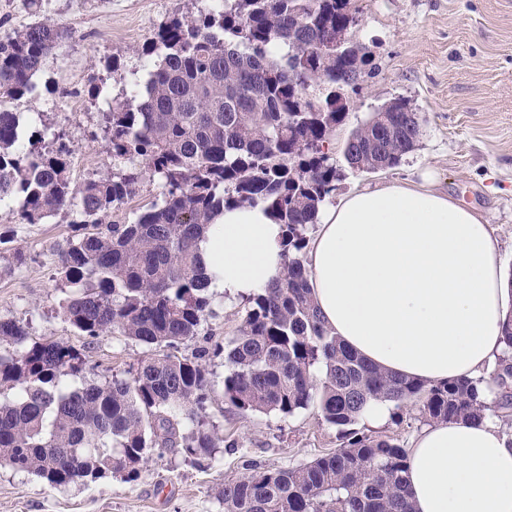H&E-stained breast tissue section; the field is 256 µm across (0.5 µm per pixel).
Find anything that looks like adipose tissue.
I'll list each match as a JSON object with an SVG mask.
<instances>
[{"instance_id": "obj_1", "label": "adipose tissue", "mask_w": 512, "mask_h": 512, "mask_svg": "<svg viewBox=\"0 0 512 512\" xmlns=\"http://www.w3.org/2000/svg\"><path fill=\"white\" fill-rule=\"evenodd\" d=\"M282 234L264 205L223 208L199 245L210 290L260 293ZM305 266L325 325L377 368L422 382L496 369L512 289L474 208L424 185L349 193L321 213ZM404 477L413 512H512V434L490 415L425 426Z\"/></svg>"}]
</instances>
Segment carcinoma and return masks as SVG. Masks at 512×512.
Wrapping results in <instances>:
<instances>
[{
	"label": "carcinoma",
	"mask_w": 512,
	"mask_h": 512,
	"mask_svg": "<svg viewBox=\"0 0 512 512\" xmlns=\"http://www.w3.org/2000/svg\"><path fill=\"white\" fill-rule=\"evenodd\" d=\"M351 0H224V9L186 13L139 49L159 58L144 90L102 113L107 146L129 162L76 188L64 150L20 141L19 115L0 108V201L14 198L26 224L75 211L60 247L58 303L79 336L119 335L146 346L137 366L72 389L82 354L32 337L0 316V464L52 488L107 477L139 478L157 448L212 456L224 438L210 420L211 357L230 371L224 403L239 411L291 416L317 406L338 430L336 451L286 468L248 469L217 493L224 512H411L400 440L360 426L374 400L393 403L392 419L417 411L429 424L481 418L509 408L512 314L504 352L490 380L427 383L383 372L341 344L322 323L304 265L309 227L345 169H392L418 145L424 118L395 98L358 125L343 162L330 136L348 116L345 92L372 56L336 46V28L359 24ZM63 37L48 20L0 41V104L36 91L34 77ZM143 163L165 188L162 203L130 224H106L134 197ZM263 204L284 227L285 262L268 288L248 299L227 347L179 346L213 315L198 243L224 206ZM498 391L488 400L484 387Z\"/></svg>",
	"instance_id": "1"
}]
</instances>
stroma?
Segmentation results:
<instances>
[{
    "instance_id": "obj_1",
    "label": "stroma",
    "mask_w": 512,
    "mask_h": 512,
    "mask_svg": "<svg viewBox=\"0 0 512 512\" xmlns=\"http://www.w3.org/2000/svg\"><path fill=\"white\" fill-rule=\"evenodd\" d=\"M360 23L351 37L365 47L377 69L347 95L349 114L332 135L342 149L351 131L375 108L395 99L410 102L424 117L414 151L393 169L347 171L332 195L340 200L359 189L393 182L420 183L425 171L433 187L477 209L498 238L503 272L512 271V0H354ZM205 0H0V39L37 20L64 29L63 39L38 79L37 94L18 102L24 135L43 147L66 145L73 186L110 175L121 166L103 139L102 111L125 85L146 79L138 49L172 17L205 9ZM119 59L121 68L105 65ZM106 96L91 100V78ZM72 217L61 212L40 224L19 220L12 201L0 203V228L10 241L0 246V315L28 322L34 336H49L83 354L85 381L100 382L144 359L145 346L122 336L91 341L76 335L58 312L63 286L58 250L72 233ZM26 262L14 266V252ZM214 314L188 354L204 343L235 338L244 304L213 297ZM210 412L221 435L236 440L217 448L214 459L193 461L176 449L152 453L138 480L105 478L52 488L36 477L0 466V512H222L217 491L247 465L286 467L309 462L338 446L335 427L317 407L292 416L241 412L215 390Z\"/></svg>"
}]
</instances>
